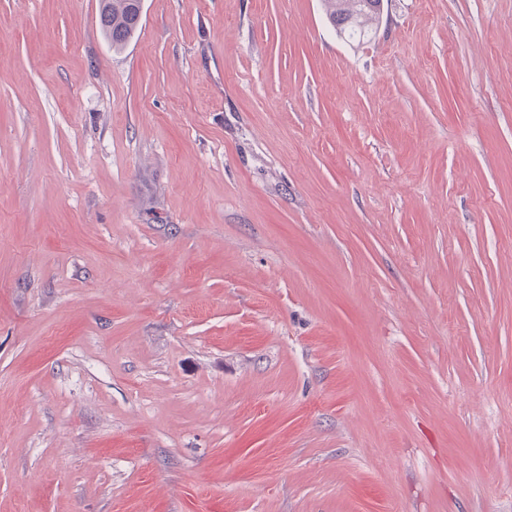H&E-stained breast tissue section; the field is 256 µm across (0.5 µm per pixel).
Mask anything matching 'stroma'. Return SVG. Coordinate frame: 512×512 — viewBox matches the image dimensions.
Masks as SVG:
<instances>
[{
  "label": "stroma",
  "mask_w": 512,
  "mask_h": 512,
  "mask_svg": "<svg viewBox=\"0 0 512 512\" xmlns=\"http://www.w3.org/2000/svg\"><path fill=\"white\" fill-rule=\"evenodd\" d=\"M0 0V512H512V0ZM141 0H100L99 22L113 47L126 44L137 31ZM325 16L336 33L350 43L368 39L382 20V0H322Z\"/></svg>",
  "instance_id": "obj_1"
}]
</instances>
